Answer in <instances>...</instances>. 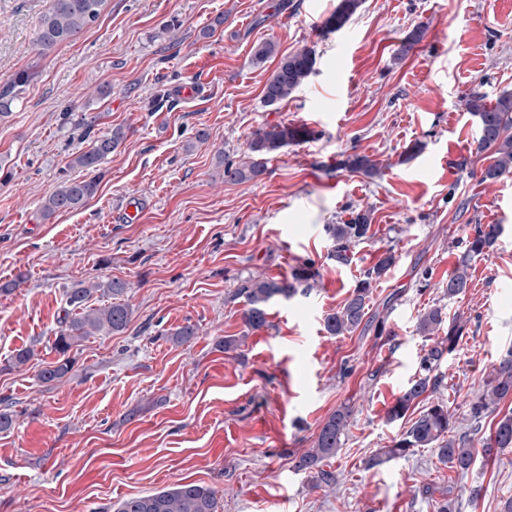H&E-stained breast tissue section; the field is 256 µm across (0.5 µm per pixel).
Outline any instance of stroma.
Here are the masks:
<instances>
[{
  "instance_id": "1",
  "label": "stroma",
  "mask_w": 512,
  "mask_h": 512,
  "mask_svg": "<svg viewBox=\"0 0 512 512\" xmlns=\"http://www.w3.org/2000/svg\"><path fill=\"white\" fill-rule=\"evenodd\" d=\"M52 0H0V89L33 78L0 119V400L17 424L0 433V512H113L123 498L177 482L213 487L219 512H431L422 485L455 488L460 512H500L512 498V448L461 476L429 448L366 468L405 431L387 412L430 343L416 331L433 306L466 323L429 394L463 418L493 365L512 349V174L482 181L475 92L512 90V0H364L339 31L337 0H107L99 20L46 55L33 40ZM405 59L394 54L416 27ZM280 55L316 53L307 84L274 108L262 90ZM303 125L301 143L270 155L257 180L228 184L264 123ZM127 136L102 164L96 194L43 219L61 180L84 178L74 153L113 127ZM205 140H198V132ZM421 151L411 160L404 152ZM377 161L368 177L348 156ZM137 221L126 220L129 200ZM371 214L347 265L325 227ZM478 224L503 233L475 258L464 296L443 285ZM397 262L371 294L368 324L328 335L361 273L385 249ZM308 291L275 297L268 327L247 331L241 278L285 280L302 263ZM128 283L133 310L118 335L92 336L63 382L38 374L73 281ZM192 323L190 342L167 340ZM239 336L222 351L224 337ZM34 359L5 370L19 349ZM352 410L331 485L312 487L294 460L326 418Z\"/></svg>"
}]
</instances>
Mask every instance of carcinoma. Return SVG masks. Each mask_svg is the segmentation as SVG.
I'll return each mask as SVG.
<instances>
[{"label": "carcinoma", "mask_w": 512, "mask_h": 512, "mask_svg": "<svg viewBox=\"0 0 512 512\" xmlns=\"http://www.w3.org/2000/svg\"><path fill=\"white\" fill-rule=\"evenodd\" d=\"M106 0H52L47 12L39 17L35 29L34 44L39 53L47 54L57 46L73 40L83 30L95 23ZM362 5V0H338L335 10L326 20V25L339 30L351 19ZM278 54L273 41H264L253 49L252 62L261 65ZM316 65L315 53L306 48L280 59L276 69L267 79L262 91V104L272 107L286 101L313 74ZM29 76L16 75L12 84L0 91V117L10 114L17 99L18 90L25 86ZM467 107L477 118L479 139L477 150L489 152L491 163L482 171V180H495L512 172V92L499 95L496 102L488 104L485 96L474 93L467 101ZM309 131L298 125L265 123L252 130L248 139L249 160L238 164L224 162V181L242 183L253 181L266 172L267 157L281 149L306 140ZM126 137L122 127L94 140L91 146L76 153L70 167L84 171H95L102 161ZM343 166L352 172L373 176L376 164L366 155L354 154L343 161ZM98 188L95 179H67L47 195L42 204L43 216L49 218L57 213L79 209ZM371 227L368 212L359 211L347 224H328L326 233L332 242L330 256L339 264L351 261V247L367 237ZM500 235L498 224H478L474 235L467 238L465 247L458 258L454 272L448 277L446 294L457 298L469 288L471 261L488 253ZM393 250L386 249L378 262L363 271L353 291L345 302L324 318V329L331 336H348L362 324L366 307L370 301L373 283L385 276L396 264ZM312 267L304 264L292 275L293 281L275 280L265 277L248 276L240 280L233 293L235 298H244L246 308L243 321L249 329L267 326L268 303L276 296L288 297L299 286H309L313 279ZM99 285L83 280L74 281L66 288L68 309L61 319V329L53 342L58 355L55 362L40 371L38 378L44 384L62 381L73 369L75 359L73 348L94 335H112L124 332L132 318V308L120 302H112L101 308H90L88 301ZM466 324L455 318L446 320L443 308L434 307L419 317L418 332L433 341L420 357L419 369L409 385L396 399L388 412V420L403 418L425 395L436 389L439 376L436 374L441 362L457 347L464 334ZM35 356L33 349H19L8 359L6 369H19ZM512 399V356L502 359L492 368L486 381V388L470 403L468 416L474 427H479L490 411ZM351 410L341 407L331 413L320 428L313 448L302 453L295 462V468L308 473L314 486L333 479L331 472L323 469V462L336 456L344 444ZM512 447V412L505 414L493 432L481 440L482 454L492 460L501 451ZM417 448H434L438 457L452 464L461 475L467 474L475 464L473 439L467 432H456L453 414L448 403L437 401L425 407L411 425L382 453L373 456L368 466L373 468L388 458L402 457ZM114 512H219L216 491L205 484L178 482L150 494L128 497L120 501Z\"/></svg>", "instance_id": "carcinoma-1"}]
</instances>
